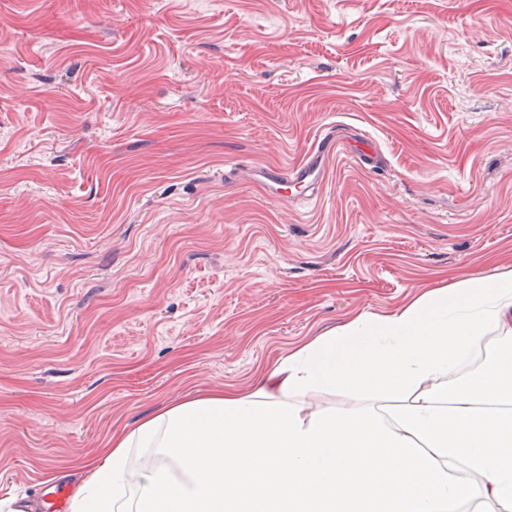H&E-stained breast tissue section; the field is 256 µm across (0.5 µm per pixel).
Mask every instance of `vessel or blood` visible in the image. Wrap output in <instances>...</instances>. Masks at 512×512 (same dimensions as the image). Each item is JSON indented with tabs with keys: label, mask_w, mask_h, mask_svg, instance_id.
Here are the masks:
<instances>
[{
	"label": "vessel or blood",
	"mask_w": 512,
	"mask_h": 512,
	"mask_svg": "<svg viewBox=\"0 0 512 512\" xmlns=\"http://www.w3.org/2000/svg\"><path fill=\"white\" fill-rule=\"evenodd\" d=\"M337 142L335 132H328L319 139L312 155L291 167L288 173H281L276 167H265L252 171L251 178L271 198L280 197L283 183L287 180L293 186L303 188L304 198H311L323 181V161L333 154Z\"/></svg>",
	"instance_id": "obj_1"
}]
</instances>
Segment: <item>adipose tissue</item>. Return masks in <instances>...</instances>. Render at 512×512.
Returning <instances> with one entry per match:
<instances>
[{
	"mask_svg": "<svg viewBox=\"0 0 512 512\" xmlns=\"http://www.w3.org/2000/svg\"><path fill=\"white\" fill-rule=\"evenodd\" d=\"M484 366L458 377L475 349ZM346 391L370 406L313 411ZM70 512H512V268L363 312L224 388L118 427Z\"/></svg>",
	"mask_w": 512,
	"mask_h": 512,
	"instance_id": "ef3b65f1",
	"label": "adipose tissue"
}]
</instances>
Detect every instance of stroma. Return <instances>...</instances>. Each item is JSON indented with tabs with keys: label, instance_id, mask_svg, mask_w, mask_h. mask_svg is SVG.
I'll list each match as a JSON object with an SVG mask.
<instances>
[{
	"label": "stroma",
	"instance_id": "stroma-1",
	"mask_svg": "<svg viewBox=\"0 0 512 512\" xmlns=\"http://www.w3.org/2000/svg\"><path fill=\"white\" fill-rule=\"evenodd\" d=\"M312 202L273 199L330 128ZM512 268V0H0V512L117 426ZM251 178L271 198L277 199L281 196L283 189L281 169L276 167L260 168L251 172Z\"/></svg>",
	"mask_w": 512,
	"mask_h": 512
}]
</instances>
